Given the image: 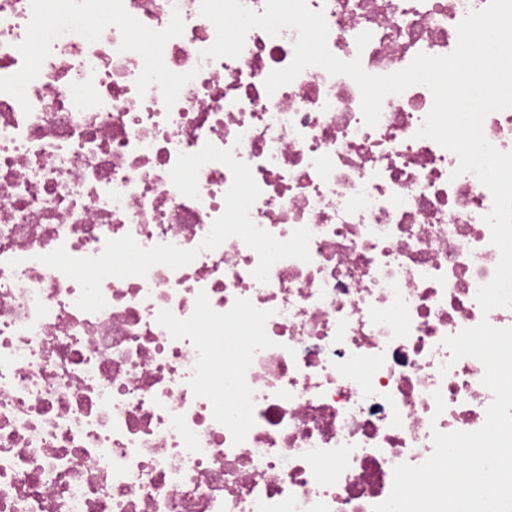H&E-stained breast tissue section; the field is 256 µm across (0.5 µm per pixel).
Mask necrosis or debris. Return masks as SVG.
Returning <instances> with one entry per match:
<instances>
[{
    "label": "necrosis or debris",
    "instance_id": "1",
    "mask_svg": "<svg viewBox=\"0 0 512 512\" xmlns=\"http://www.w3.org/2000/svg\"><path fill=\"white\" fill-rule=\"evenodd\" d=\"M103 2L0 0V512H373L433 432L486 420L482 363L443 340L512 327V308L475 299L499 261L491 192L418 137L425 86L387 96L370 128L347 76L309 67L267 93L294 30L212 58L201 0ZM488 2L306 0L330 51L376 75L451 53ZM208 142L250 166L258 227L311 231L309 261L263 284L231 238L106 278L105 307L80 310L41 255L126 235L198 248L232 174L205 164L194 199L170 171Z\"/></svg>",
    "mask_w": 512,
    "mask_h": 512
}]
</instances>
